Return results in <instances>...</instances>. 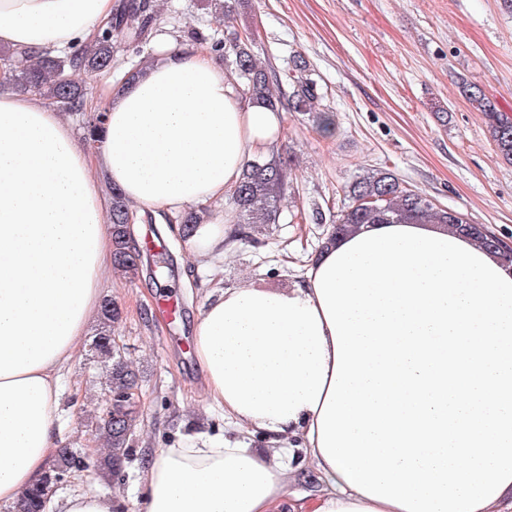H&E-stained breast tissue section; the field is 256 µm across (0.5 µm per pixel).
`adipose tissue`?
I'll list each match as a JSON object with an SVG mask.
<instances>
[{
  "instance_id": "1",
  "label": "adipose tissue",
  "mask_w": 512,
  "mask_h": 512,
  "mask_svg": "<svg viewBox=\"0 0 512 512\" xmlns=\"http://www.w3.org/2000/svg\"><path fill=\"white\" fill-rule=\"evenodd\" d=\"M115 8L0 0V44L63 53ZM101 111L90 151L42 98L0 94V506L60 453L61 378L112 268L110 189L216 276L232 214L180 219L282 138L214 54L170 40ZM194 354L229 433L146 455L136 512H512V265L452 226L363 224L293 287L213 288Z\"/></svg>"
}]
</instances>
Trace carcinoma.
Segmentation results:
<instances>
[{
	"label": "carcinoma",
	"mask_w": 512,
	"mask_h": 512,
	"mask_svg": "<svg viewBox=\"0 0 512 512\" xmlns=\"http://www.w3.org/2000/svg\"><path fill=\"white\" fill-rule=\"evenodd\" d=\"M155 21L152 0H126L112 18V26L99 39L79 46L71 54L29 55L22 59L9 48H0V68L9 81L50 101L63 111L80 112L86 105L85 89L74 79V73L87 78L107 72L112 68L114 38L129 32L131 23H137L134 38L140 39ZM193 41L206 45L233 66L242 91L253 101L274 108L278 99L271 90L273 78L256 62L251 51V41L239 33L216 41L193 32ZM299 75L293 79L294 109L313 115V122L322 129L332 121L327 112L312 113L319 99L317 83L297 68ZM467 100L487 119L491 138L501 155L512 161V118L496 110L484 92L472 85H463ZM291 163L281 156H258L247 164L239 183L235 185L231 200L239 224H277L282 212V202L290 186ZM350 203L332 221L325 242L360 224H451L457 230L475 237L481 244L512 263V252L504 251L498 244L493 230L475 224L462 213L441 208L426 195L408 188L396 176L379 172L355 180L349 187ZM131 211L122 194L112 190V267L129 279L154 274L156 262L133 243L128 223ZM121 312L111 299L103 300L99 317L100 327L92 342L94 358L105 369V387L112 395V417L95 420L94 432L105 439L108 452L97 459L96 467L112 477L122 473L125 463L132 456L131 436L137 425L138 411L127 401L129 391L138 386L139 374L125 360L122 353L111 346L114 324ZM84 465L80 450L67 448L53 461L48 471H70ZM13 512H44L42 491L35 485L27 490L12 506Z\"/></svg>",
	"instance_id": "carcinoma-1"
}]
</instances>
